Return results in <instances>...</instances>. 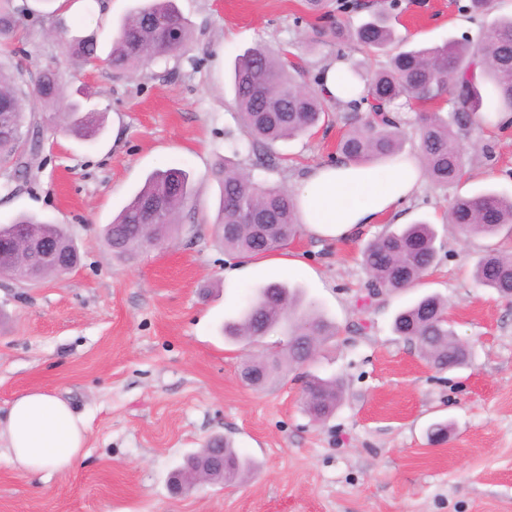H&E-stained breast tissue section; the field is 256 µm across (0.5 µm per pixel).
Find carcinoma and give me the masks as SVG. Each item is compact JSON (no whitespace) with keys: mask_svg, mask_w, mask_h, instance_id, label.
Returning a JSON list of instances; mask_svg holds the SVG:
<instances>
[{"mask_svg":"<svg viewBox=\"0 0 512 512\" xmlns=\"http://www.w3.org/2000/svg\"><path fill=\"white\" fill-rule=\"evenodd\" d=\"M309 16L319 21L333 12L358 11L357 0H303ZM394 4L380 0L371 11V19L356 28L338 22L332 34L368 49L388 54L386 66L375 71L366 82V91L347 102L352 112L362 110L368 116L349 125L341 135L337 153L341 160L373 161L401 152L407 135L402 121L393 115L398 109H414L431 104L418 117L419 154L428 178L446 186L466 174V157L460 136L470 122L471 111L480 107L483 95L477 83L488 86L495 110L512 113V15L495 21L481 52L471 51L462 41L443 46L410 48L396 45L393 27L387 23ZM28 11L0 0V45L7 46L25 23ZM190 30L175 0H148L127 16L112 40V53L106 62L117 76L143 70L146 57L158 60L175 56L189 47ZM66 52L85 64L99 60L97 38L90 35L64 40ZM288 48L271 50L256 46L236 56L232 91L237 115L246 136V148L258 154L260 165L280 166L282 158L272 146L285 139L309 133L330 120L322 90L303 80L304 68L287 58ZM28 73L22 63L12 70L0 63V172L15 177L25 172L28 157L38 151L39 119L29 108L35 97L46 105L60 98L63 88L59 73L45 68L31 79L23 91L17 79ZM451 94L458 108L449 116L441 115L438 103ZM78 105L69 106L68 125L77 137L92 141L100 130V118L94 113L78 116ZM220 186L217 218L224 249L241 257L274 250L294 238L300 222L296 206L282 187L260 183L229 159L212 171ZM191 197L189 174L170 167L156 171L144 186L124 205L106 228V238L116 258L135 259L140 250L167 239L180 223V214ZM156 215V224L143 232L140 224ZM447 222L465 235L497 236L512 232V196L494 190L473 195H458L448 212ZM23 228L35 238H51L61 243L66 257L77 263V248L67 230L30 216H20L8 225H0V243ZM436 234L431 224L418 221L398 232L379 236L362 253V263L377 286L402 290L415 286L435 261ZM28 265L19 252L0 260V272L17 276ZM474 279L479 286L498 294L512 289V252L489 251L476 267ZM447 304L435 295H426L400 311L394 318V332L417 345L422 357L434 367L453 365L448 353L455 349V333L445 318ZM276 329L290 338L313 336L310 347L292 346L277 354L250 356L257 372L253 386L264 389L277 383L289 370L311 361L317 349L335 336L334 326L306 300L303 291L286 283L272 282L253 291L239 317L224 323V339L250 346L259 335ZM304 410L316 421L327 419L342 399V384L332 378L310 377L304 388ZM215 447L203 448L198 457L213 453L224 458V484L240 483L250 465L229 440L214 441Z\"/></svg>","mask_w":512,"mask_h":512,"instance_id":"cac0c4a2","label":"carcinoma"}]
</instances>
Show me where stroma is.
<instances>
[{"mask_svg":"<svg viewBox=\"0 0 512 512\" xmlns=\"http://www.w3.org/2000/svg\"><path fill=\"white\" fill-rule=\"evenodd\" d=\"M32 14L15 43L30 72L50 65L66 100L102 116L84 142L63 129L55 107L39 108L42 146L29 176L0 175V224L32 214L67 229L81 259L32 283L0 280V413L30 389L52 390L88 424L85 456L64 472L24 475L0 458V512H512V300L477 285L473 271L512 239L465 236L445 221L455 196L491 189L512 196V130L472 122L461 141V182H424L403 205L406 222L426 220L438 236L435 265L413 288L374 292L363 248L395 229L385 220L348 242L308 232L290 243L297 266H272L225 251L213 220L220 188L211 170L236 156L256 180L291 187L335 161L356 116L331 104L332 121L278 142L283 163L256 167L232 102L235 56L263 44L302 57L307 80L331 58L368 71L384 56L316 33L302 0H177L193 44L147 71L114 77L105 63L120 23L145 0H14ZM394 25L410 46L468 41L479 51L512 0H397ZM96 34L100 63L69 57L52 34ZM177 167L193 184L194 220L131 265L119 263L103 229L154 171ZM282 281L302 289L336 335L303 370L272 387L240 378L248 352L225 343L249 289ZM427 294L470 350L444 372L397 336L395 315ZM343 382L323 422L302 406L304 373ZM448 425L445 441L434 424ZM230 438L251 465L236 486L200 483L175 493L173 472L216 437Z\"/></svg>","mask_w":512,"mask_h":512,"instance_id":"1","label":"stroma"}]
</instances>
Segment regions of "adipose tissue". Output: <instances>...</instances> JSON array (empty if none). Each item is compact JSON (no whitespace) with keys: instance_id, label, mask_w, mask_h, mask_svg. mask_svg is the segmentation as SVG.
Returning <instances> with one entry per match:
<instances>
[{"instance_id":"obj_1","label":"adipose tissue","mask_w":512,"mask_h":512,"mask_svg":"<svg viewBox=\"0 0 512 512\" xmlns=\"http://www.w3.org/2000/svg\"><path fill=\"white\" fill-rule=\"evenodd\" d=\"M426 179L417 155L403 153L374 163H326L297 181L292 196L307 230L348 241L397 214ZM87 426L60 395L27 391L11 403L0 423V455L23 471L71 469L84 454Z\"/></svg>"}]
</instances>
